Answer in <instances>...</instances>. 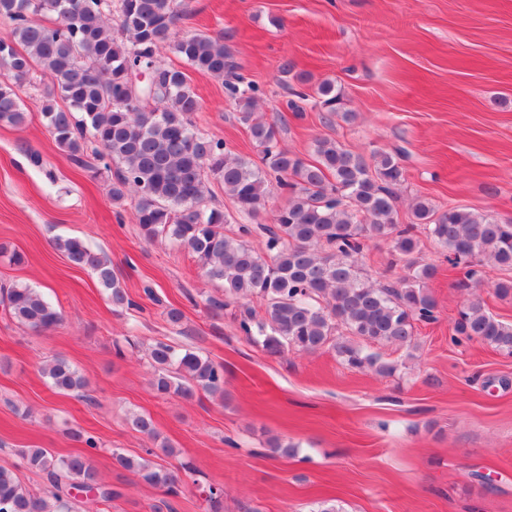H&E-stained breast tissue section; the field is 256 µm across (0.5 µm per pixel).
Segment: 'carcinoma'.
<instances>
[{
	"label": "carcinoma",
	"instance_id": "1",
	"mask_svg": "<svg viewBox=\"0 0 512 512\" xmlns=\"http://www.w3.org/2000/svg\"><path fill=\"white\" fill-rule=\"evenodd\" d=\"M188 14L186 0H0V126L19 127L27 113L17 89L37 90L41 114L57 146L77 164L92 160L116 168L110 198L134 200L136 223L147 241L168 237L190 250L204 277L224 294L256 298L260 308L240 303L233 312L240 333L270 354L324 348L353 369L392 375L397 365L366 351L362 343L411 345L415 324L436 321L437 303L428 282L436 266L421 264L418 234L448 251V264L464 265L463 288L481 284L478 267L491 263L512 270V220L466 208L438 212L418 197L411 223L397 221L396 190L405 181L399 158L386 152L372 161L327 138L314 142L310 161L280 148L274 124L256 116L259 90L243 84L224 33L176 31ZM189 68L224 82L239 121L260 149L255 162L226 149L192 121L200 101L187 74L161 65V47ZM152 71L148 83L130 75ZM315 100L342 112L343 96L323 80ZM216 179L234 214L206 204L207 184ZM287 192L288 205L263 224L269 184ZM249 219L238 235L224 234L233 215ZM264 237V250L248 240ZM383 239L407 274L382 285L359 266L367 243ZM56 248L76 266L87 267L107 290L112 306H132L111 262L78 237L58 238ZM9 314L40 333L62 322L61 312L27 284L6 291ZM455 343L476 340L512 355V323L477 300L460 309ZM154 392L191 399L202 391L224 394V365L190 349L158 342L149 352ZM59 393H80L86 379L55 357L41 369ZM131 428L159 441L152 419L128 418ZM26 468L43 474L50 490L31 492L13 470L0 467V512H76V490L109 503L120 493L100 482L86 454L62 455L48 448H21ZM112 463L168 495L179 492L178 476L144 457L112 452Z\"/></svg>",
	"mask_w": 512,
	"mask_h": 512
}]
</instances>
